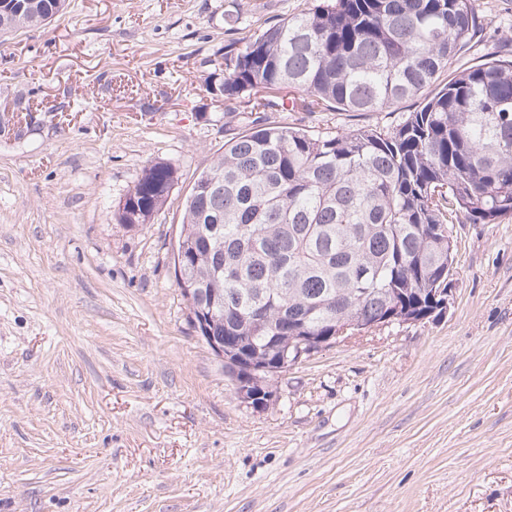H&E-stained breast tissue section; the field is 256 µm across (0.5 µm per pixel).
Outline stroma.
Returning a JSON list of instances; mask_svg holds the SVG:
<instances>
[{"mask_svg":"<svg viewBox=\"0 0 512 512\" xmlns=\"http://www.w3.org/2000/svg\"><path fill=\"white\" fill-rule=\"evenodd\" d=\"M312 5L69 0L0 42V512H512V218L454 225L446 313L302 356L262 410L189 321L174 250L224 152L212 60ZM475 5L484 30L449 70L512 57V0ZM157 161L166 205L119 223Z\"/></svg>","mask_w":512,"mask_h":512,"instance_id":"obj_1","label":"stroma"}]
</instances>
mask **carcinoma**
<instances>
[{
  "label": "carcinoma",
  "mask_w": 512,
  "mask_h": 512,
  "mask_svg": "<svg viewBox=\"0 0 512 512\" xmlns=\"http://www.w3.org/2000/svg\"><path fill=\"white\" fill-rule=\"evenodd\" d=\"M67 0L0 8V36L44 25ZM483 29L475 0H320L224 45L207 90L224 97V142L183 207V276L224 303L211 335L276 356L268 337L328 334L344 314L431 310L456 285L445 229L512 217V60L454 73ZM388 127L311 133L279 112H377ZM175 170L143 168L126 193L146 219Z\"/></svg>",
  "instance_id": "obj_1"
}]
</instances>
